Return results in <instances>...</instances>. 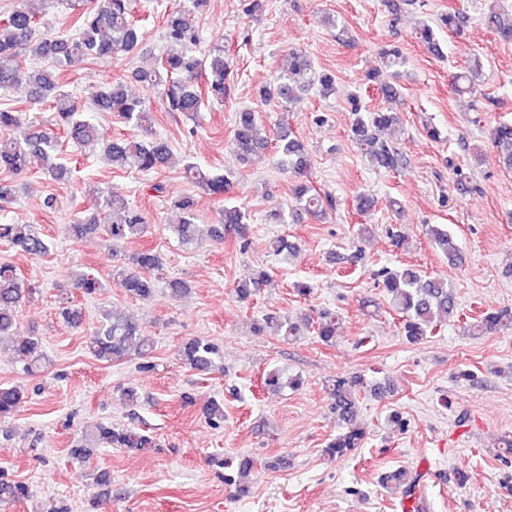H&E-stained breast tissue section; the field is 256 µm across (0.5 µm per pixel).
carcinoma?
I'll list each match as a JSON object with an SVG mask.
<instances>
[{
    "label": "carcinoma",
    "instance_id": "obj_1",
    "mask_svg": "<svg viewBox=\"0 0 512 512\" xmlns=\"http://www.w3.org/2000/svg\"><path fill=\"white\" fill-rule=\"evenodd\" d=\"M50 0H21V4L7 17L0 20V92L24 89L33 100L53 98L58 116V130L77 144L89 146L97 142V130L83 116V108L72 96L62 90L54 68L85 60L110 59L118 54H133L140 50L144 33L131 14L129 0H71L76 12L74 33L65 38H36L39 15L34 4ZM483 21L499 40L512 41V13L501 10L499 0H485ZM190 10L170 13L164 23V39L167 48L159 61L151 68H140L130 77L113 79L95 90L90 97L92 106L100 112H111L123 122L134 126L144 134H150L152 115L143 102L127 89V79L146 83L162 89L166 110L193 114L201 110L204 100L224 101L231 92L229 77L230 48L220 42L201 56L190 54L199 42V31ZM26 53L42 59L50 66L41 69L25 67L20 57ZM406 63L396 50L381 56V69L373 73L372 81L384 97L398 98L399 90L390 80L391 69ZM335 79L327 71L315 70L310 57L294 52L286 70L276 79L264 96L276 99L288 108L297 104L300 94L313 86L327 95L334 90ZM472 72L462 71L452 76L451 89L457 94L473 90ZM351 132L361 154L372 167L395 171L403 166V155L393 142L379 137L378 131L398 124V114L391 111L361 112L354 107ZM280 152V165L291 174V198L298 210L319 217L335 207V200L328 194H320L312 185L310 155L306 145L293 132L281 127L275 132ZM489 140L502 164L512 169V124L502 122L490 129ZM234 152L240 161L246 162L268 148L256 112L243 109L235 114ZM103 153L112 167L134 169L141 172L156 171L165 167L171 159L166 142L158 139H116L103 146ZM37 169L53 180H62L68 174L66 165L60 162L58 142L54 136L37 128L16 110L0 108V170L18 175ZM186 177L207 194L222 198L233 192V181L227 175H212L200 165L188 163L184 167ZM170 207L180 213L178 222L172 225L174 233L184 244H197L208 240L221 244L231 237L245 249L250 243L251 227L246 210L235 204H227L218 224H198L192 210L193 202L187 198L174 200ZM76 236H86L99 230L112 241V280L132 298L151 301L157 294V276L164 267L157 251L147 248L132 253L122 249L127 240L140 237L147 230L142 213L132 207L122 194L110 191L101 195L94 211L79 224L71 225ZM428 234L432 243L448 256L450 262L459 259L458 248L453 245L448 228L431 226ZM0 239L20 248L32 257L43 256L50 251L44 240L31 224H0ZM274 255L287 261L298 253L295 244L284 237L270 241ZM380 287L390 297L392 307L401 315L406 340L418 344L444 322L460 321L461 313L454 289L446 279L427 275L414 265L395 270L385 268L378 273ZM269 283L268 273L261 269L252 277L238 283L234 292L245 303L261 293ZM73 290L91 296L101 288L93 275L78 272L71 282ZM34 288L16 272L13 266L0 265V343L8 342L9 350L23 364L28 376L42 371L46 363L41 338L17 337L16 313L21 304L30 298ZM62 316L67 323L78 326L82 322V310L71 298L63 299ZM276 323L277 330L286 338L304 335V330L315 327L316 337L330 346L336 342L339 318L330 311L319 313L317 319L306 317L294 321L286 316L266 317ZM512 327V309L486 311L466 323L470 335L491 334ZM155 346L152 336L130 316L115 310L101 313L99 327L86 336V347L99 361L112 363L131 357L146 359ZM179 360L198 374L222 372L220 348L211 341L192 337L185 340L178 350ZM303 384L298 375H289L283 369L267 372L262 380L263 390L280 393L287 389L297 390ZM379 395L383 387L369 383L361 375L339 377L325 384V393L336 413L340 430L323 452L331 459H342L363 446L366 429L358 421L359 393L364 389ZM25 392L19 385L0 387V447L9 440V425L24 402ZM200 412L206 422L214 427L224 426V402L209 399ZM123 448L131 452L148 451L158 447L148 431L134 425L97 426L93 436H82V443L71 448L74 460L84 462L90 456L88 445ZM254 461L248 456L239 457L234 471L224 476V482L244 491L241 480L249 475ZM409 497L416 486L417 477L411 471L400 468L383 478ZM31 496L30 487L0 470V505L24 501Z\"/></svg>",
    "mask_w": 512,
    "mask_h": 512
}]
</instances>
